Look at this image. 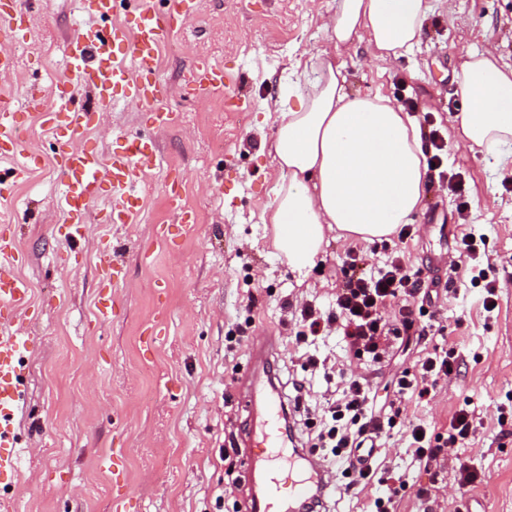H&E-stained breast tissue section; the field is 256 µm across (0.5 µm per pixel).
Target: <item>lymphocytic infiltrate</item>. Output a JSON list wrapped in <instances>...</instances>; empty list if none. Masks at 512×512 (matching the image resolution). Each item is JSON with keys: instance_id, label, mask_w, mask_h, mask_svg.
Returning a JSON list of instances; mask_svg holds the SVG:
<instances>
[{"instance_id": "1", "label": "lymphocytic infiltrate", "mask_w": 512, "mask_h": 512, "mask_svg": "<svg viewBox=\"0 0 512 512\" xmlns=\"http://www.w3.org/2000/svg\"><path fill=\"white\" fill-rule=\"evenodd\" d=\"M480 245L473 233H466L459 242V255L464 260L471 287L483 289V307L490 313L498 306L497 286L482 266ZM422 291L419 271L409 268L397 257L377 274H351L336 295L334 318L353 357L378 363L397 345L432 336V323L416 325L410 306L411 300L419 298ZM457 367L453 353L434 351L418 359L414 371L401 372L395 392L400 396L411 392L418 398H425L440 381L450 379ZM340 381L342 391L339 397L327 402L328 421L316 434L314 448L323 451L326 459L339 463L343 469L352 470L353 476L346 482V489L383 487V494L372 502V512H397L401 492L407 486L406 478L394 476L377 462L355 469L349 459L352 449L372 444L398 426V417L393 414L383 418L376 413L366 377L344 374ZM481 425V418L464 407L455 412L443 433H432L423 424L410 423L408 437L413 462L424 470L440 472L449 449L463 443Z\"/></svg>"}]
</instances>
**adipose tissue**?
I'll return each instance as SVG.
<instances>
[{"label":"adipose tissue","mask_w":512,"mask_h":512,"mask_svg":"<svg viewBox=\"0 0 512 512\" xmlns=\"http://www.w3.org/2000/svg\"><path fill=\"white\" fill-rule=\"evenodd\" d=\"M432 10L430 0H339L324 18L327 44L306 93L274 104V159L281 179L268 222L273 245L306 279L330 236L367 242L412 223L427 186L421 132L386 98L349 91L331 56L351 39L388 61L410 51ZM467 111L451 122L459 143L489 154L512 146V65L496 50L468 54L455 74Z\"/></svg>","instance_id":"1"}]
</instances>
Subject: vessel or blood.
I'll return each mask as SVG.
<instances>
[{
  "mask_svg": "<svg viewBox=\"0 0 512 512\" xmlns=\"http://www.w3.org/2000/svg\"><path fill=\"white\" fill-rule=\"evenodd\" d=\"M119 0H83L87 13L102 19L101 27H80L66 44L67 72L54 91V107H46L40 92L27 94L28 111L40 112L43 122L59 131L56 155L58 175L64 185L61 206L69 225V239L83 238L89 202L103 195L112 196L109 212L113 224L130 223L140 209L136 187L151 170L156 146L150 139H129L111 155L77 145L76 134L93 125L98 115L79 103L82 90H91L98 102L109 105L129 100L154 108L157 129L171 125L170 113L158 111L165 96L164 86L155 79L158 51L171 37L175 20L193 17L198 0H165V9L155 0H134L132 22L118 24L111 17ZM23 13L19 0H0V75L15 71V55L7 48ZM193 79L199 92L206 93L223 84V71L200 67ZM18 123L12 97H0V155L12 156L18 149L15 128ZM27 282L8 269L0 270V475L17 468L12 421L24 401L19 382L21 348L32 345L31 337L18 333V312L29 301ZM252 397L261 404L265 419L259 420L251 435L258 461L265 475L260 496L254 497L251 512H301L315 489H329L325 467L315 455L302 451L287 453V441L277 421L282 403L261 385H253Z\"/></svg>",
  "mask_w": 512,
  "mask_h": 512,
  "instance_id": "1",
  "label": "vessel or blood"
}]
</instances>
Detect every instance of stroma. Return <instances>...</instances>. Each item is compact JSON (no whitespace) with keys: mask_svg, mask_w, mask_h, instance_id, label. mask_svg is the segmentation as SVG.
Wrapping results in <instances>:
<instances>
[{"mask_svg":"<svg viewBox=\"0 0 512 512\" xmlns=\"http://www.w3.org/2000/svg\"><path fill=\"white\" fill-rule=\"evenodd\" d=\"M337 0H200L197 16L177 25L158 53L168 88L162 103L174 124L156 131L144 107L103 108L78 142L109 155L119 136L157 140V165L141 184L143 208L129 224H108L111 197L90 201L83 239L71 242L60 210L56 136L29 113L14 157L0 176L25 167L15 195L0 204V231L19 250L12 273L30 288L20 333L37 339L25 352V405L14 417L20 468L0 478L8 512H245L259 482L247 468L248 439L261 416L251 404L254 362L265 353L276 392L301 376L306 351L292 340L302 303L331 312L349 255L374 274L393 257L419 270L442 326L432 340L370 367L378 403L390 402L396 371L440 346L458 372L425 399L406 397L402 427L382 440L379 459L395 472L411 461L406 423L445 431L467 406L482 428L458 448L483 480L464 494L473 512H512V178L494 158L457 145L449 117L465 111L454 73L466 55L497 47L512 64V0H436L414 48L369 61L352 40L336 52L348 87L378 93L409 109L422 132L440 129L443 166L459 174L451 193L428 171L426 194L407 238L367 243L330 240L320 270L297 281L276 255L266 222L279 171L270 155L276 130L268 104L288 90L293 70L316 68L326 35L322 16ZM31 34L16 31L18 69L0 77V94L21 97L38 84L49 93L66 68V42L88 24L80 0H30ZM222 67L224 84L190 94L194 62ZM245 100L238 111L236 100ZM178 180L179 201L164 184ZM191 215L179 221L180 211ZM485 239L483 262L499 286L486 312L480 289L465 286L458 242ZM122 268L112 312L102 315L99 250ZM509 410L499 419V409Z\"/></svg>","mask_w":512,"mask_h":512,"instance_id":"35a3bbf8","label":"stroma"}]
</instances>
